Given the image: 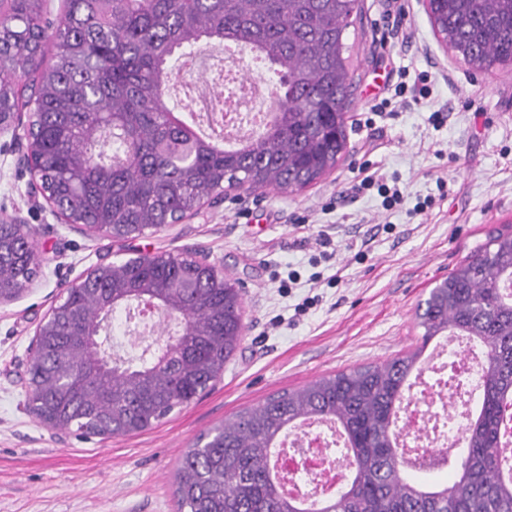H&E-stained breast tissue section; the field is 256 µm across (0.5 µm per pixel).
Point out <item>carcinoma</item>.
I'll return each instance as SVG.
<instances>
[{
    "mask_svg": "<svg viewBox=\"0 0 512 512\" xmlns=\"http://www.w3.org/2000/svg\"><path fill=\"white\" fill-rule=\"evenodd\" d=\"M0 10V124L24 107L37 135L31 163L75 224L109 226L132 241L197 212L226 186L302 191L347 152L352 104L345 30L357 0H6ZM434 33L471 68L512 65V0H428ZM202 39L231 42L279 75L273 119L227 149L166 107L168 63ZM55 62L43 66L47 42ZM30 77L33 93L17 79ZM0 297L38 275L14 226L0 224ZM512 234H501L448 274L416 313L422 346L340 371L247 408L188 449L177 472L179 512H512V466L501 460L512 402ZM145 303L179 320L160 357L105 360L87 342L114 306ZM238 282L193 252L137 255L96 267L68 288L39 337L29 375L39 420L60 430L125 436L144 431L209 389L244 329ZM461 334L485 349L479 411L462 436L451 483L407 475L392 424L420 370L423 346ZM334 421L348 470L336 495L285 496L273 475L280 434L308 419Z\"/></svg>",
    "mask_w": 512,
    "mask_h": 512,
    "instance_id": "obj_1",
    "label": "carcinoma"
}]
</instances>
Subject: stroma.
Returning a JSON list of instances; mask_svg holds the SVG:
<instances>
[{"mask_svg": "<svg viewBox=\"0 0 512 512\" xmlns=\"http://www.w3.org/2000/svg\"><path fill=\"white\" fill-rule=\"evenodd\" d=\"M360 0L345 33L354 102L348 153L302 192L227 190L183 222L133 243L59 223L29 193L30 174L0 154V221L29 225L42 271L0 303V512H177L182 455L236 412L342 370L379 364L421 343L416 310L431 288L499 234L512 233V65L472 70L435 35L423 0ZM224 45L200 42L191 70L172 59L175 112L196 106L185 80L214 79ZM428 73L432 94L370 108L397 81ZM447 114L435 126V111ZM396 176L405 207L352 194L364 162ZM444 178L445 191L436 180ZM432 199L422 213L408 207ZM329 235L321 248V235ZM196 251L241 280L245 331L213 388L151 429L104 438L50 428L27 408L30 342L64 289L101 262ZM297 271L292 287L282 277Z\"/></svg>", "mask_w": 512, "mask_h": 512, "instance_id": "stroma-1", "label": "stroma"}]
</instances>
